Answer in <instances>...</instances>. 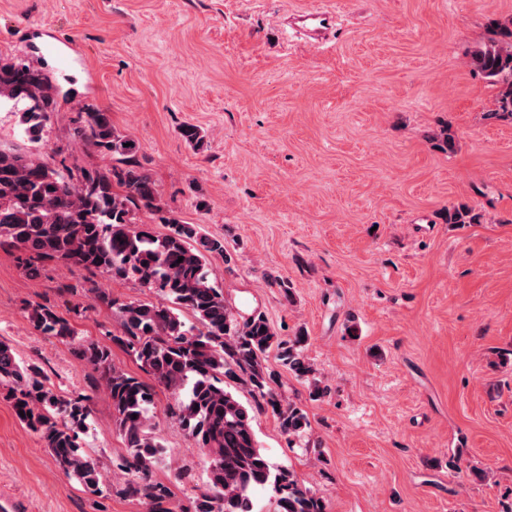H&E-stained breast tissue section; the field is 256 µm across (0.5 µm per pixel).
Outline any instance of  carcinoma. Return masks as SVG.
<instances>
[{
    "instance_id": "1",
    "label": "carcinoma",
    "mask_w": 512,
    "mask_h": 512,
    "mask_svg": "<svg viewBox=\"0 0 512 512\" xmlns=\"http://www.w3.org/2000/svg\"><path fill=\"white\" fill-rule=\"evenodd\" d=\"M465 56L498 87L497 108L484 113V119H512V18L498 21L487 40ZM57 94L43 69L0 60V101L25 103L27 133L43 132ZM77 134L117 164L82 168L67 180L38 157L0 147V247L23 252L30 275L38 272L39 262L52 260L114 279H134L158 289L167 300L125 303L104 293L100 299L121 315V335L78 342L80 359L101 373L127 443L122 468L132 479L125 493L147 500L149 512H171L169 488L148 475L163 450L150 428L153 386L112 364V342L124 345L153 381L171 392L181 425L207 455L208 487L194 501V512H253L251 492L267 484L277 493L275 512H323L292 472L272 467L256 440L253 408L224 387L226 379L239 381L271 407L288 440L304 437L310 427L307 414L282 403L272 387L278 373L264 358L274 350L289 373L309 377L314 369L303 355L305 336L281 338L264 315L245 317L224 300L206 266L212 256L227 257L223 239L202 235L197 225L174 217L165 218L168 231L163 235L141 221L140 211L159 209L157 191L131 159L134 140L117 133L109 113H87ZM116 185L123 192L114 191ZM481 219L482 214L465 205L448 209L450 224H478ZM184 311L194 321H185ZM30 317L43 333L76 340L69 321L50 307L37 304ZM3 382L15 412H25L20 420L41 434L65 473L87 492L101 493L104 475L77 442L90 415L85 399L55 393L38 368L21 364L0 342Z\"/></svg>"
}]
</instances>
